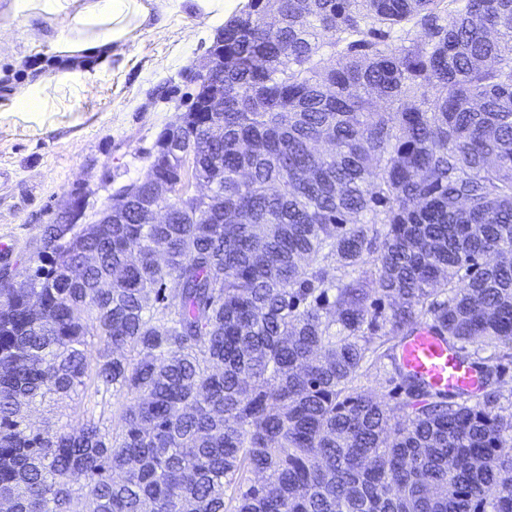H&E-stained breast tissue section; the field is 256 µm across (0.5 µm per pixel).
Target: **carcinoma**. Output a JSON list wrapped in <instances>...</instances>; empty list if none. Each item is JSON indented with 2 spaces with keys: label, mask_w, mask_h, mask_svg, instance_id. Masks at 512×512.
Instances as JSON below:
<instances>
[{
  "label": "carcinoma",
  "mask_w": 512,
  "mask_h": 512,
  "mask_svg": "<svg viewBox=\"0 0 512 512\" xmlns=\"http://www.w3.org/2000/svg\"><path fill=\"white\" fill-rule=\"evenodd\" d=\"M211 56L194 100L219 102L158 136L211 196L158 197L152 159L112 223L49 226L50 268L0 281V501L512 512L495 387L512 358V0H248ZM429 324L485 353L477 401L402 372L395 406L357 391ZM80 388L112 393V430L27 422Z\"/></svg>",
  "instance_id": "1"
}]
</instances>
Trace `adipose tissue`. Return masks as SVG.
<instances>
[{
    "instance_id": "adipose-tissue-1",
    "label": "adipose tissue",
    "mask_w": 512,
    "mask_h": 512,
    "mask_svg": "<svg viewBox=\"0 0 512 512\" xmlns=\"http://www.w3.org/2000/svg\"><path fill=\"white\" fill-rule=\"evenodd\" d=\"M13 15L69 19L67 29L52 39L55 52L92 56L134 38L149 19L145 0H12ZM104 67L96 71H62L30 83L8 101L0 103V117L7 114L52 112L63 92L86 91Z\"/></svg>"
}]
</instances>
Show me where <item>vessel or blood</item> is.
<instances>
[{
	"instance_id": "b4317fda",
	"label": "vessel or blood",
	"mask_w": 512,
	"mask_h": 512,
	"mask_svg": "<svg viewBox=\"0 0 512 512\" xmlns=\"http://www.w3.org/2000/svg\"><path fill=\"white\" fill-rule=\"evenodd\" d=\"M398 366L425 382L432 393L454 395L476 393L480 387L479 369L448 345L432 326H424L400 350Z\"/></svg>"
}]
</instances>
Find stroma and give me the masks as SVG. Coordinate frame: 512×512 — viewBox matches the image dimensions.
<instances>
[{
	"mask_svg": "<svg viewBox=\"0 0 512 512\" xmlns=\"http://www.w3.org/2000/svg\"><path fill=\"white\" fill-rule=\"evenodd\" d=\"M0 0V101L29 82L67 70H94L96 58L54 54L48 35L64 30L51 21L13 16ZM220 32L199 16L190 0H150V18L134 41L112 50L106 78L44 119H0V237L15 250L7 269L15 286H28L47 264V225L82 204L81 223L98 220L108 200L144 176L165 126L176 123L195 89L194 77ZM397 362L382 361L359 381L361 393L395 403ZM97 395H49L33 404L36 426L79 429Z\"/></svg>",
	"mask_w": 512,
	"mask_h": 512,
	"instance_id": "obj_1",
	"label": "stroma"
}]
</instances>
